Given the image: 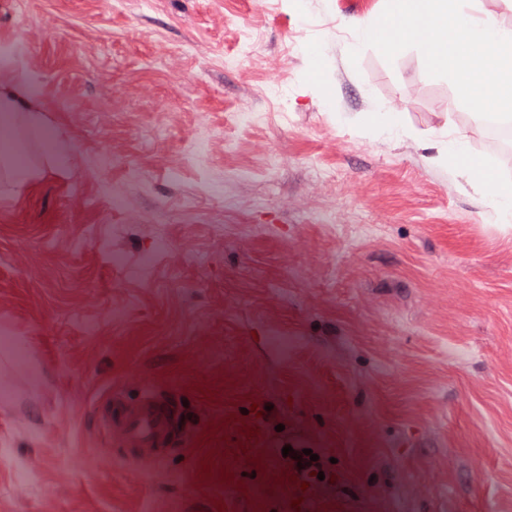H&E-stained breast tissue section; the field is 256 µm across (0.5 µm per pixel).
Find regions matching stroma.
Returning <instances> with one entry per match:
<instances>
[{
    "instance_id": "stroma-1",
    "label": "stroma",
    "mask_w": 512,
    "mask_h": 512,
    "mask_svg": "<svg viewBox=\"0 0 512 512\" xmlns=\"http://www.w3.org/2000/svg\"><path fill=\"white\" fill-rule=\"evenodd\" d=\"M12 2L49 140L0 185V512H512V227L423 146L512 154L419 50L357 48L384 0ZM147 386L188 434L138 462L94 403ZM367 124L375 126L386 138L400 140L410 132L398 112H373L366 116ZM34 165L18 168L13 166L6 154L1 155L0 160V181L9 183H22L29 181L34 174Z\"/></svg>"
}]
</instances>
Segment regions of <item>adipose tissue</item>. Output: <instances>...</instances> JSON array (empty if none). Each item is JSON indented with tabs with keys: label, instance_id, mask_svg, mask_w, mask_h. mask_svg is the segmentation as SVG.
Returning a JSON list of instances; mask_svg holds the SVG:
<instances>
[{
	"label": "adipose tissue",
	"instance_id": "obj_1",
	"mask_svg": "<svg viewBox=\"0 0 512 512\" xmlns=\"http://www.w3.org/2000/svg\"><path fill=\"white\" fill-rule=\"evenodd\" d=\"M0 118L29 141H42L46 134L34 100L20 93L17 81L5 70L0 71ZM438 152V162L447 164L452 175L465 178L483 193L496 223H512V181L504 179L485 160L473 155L465 135L459 133L442 142Z\"/></svg>",
	"mask_w": 512,
	"mask_h": 512
}]
</instances>
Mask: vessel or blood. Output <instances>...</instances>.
Returning <instances> with one entry per match:
<instances>
[{
	"instance_id": "1",
	"label": "vessel or blood",
	"mask_w": 512,
	"mask_h": 512,
	"mask_svg": "<svg viewBox=\"0 0 512 512\" xmlns=\"http://www.w3.org/2000/svg\"><path fill=\"white\" fill-rule=\"evenodd\" d=\"M98 419L132 459L153 461L172 444L180 416L171 397L148 387L131 404L119 393L110 394L98 406Z\"/></svg>"
}]
</instances>
